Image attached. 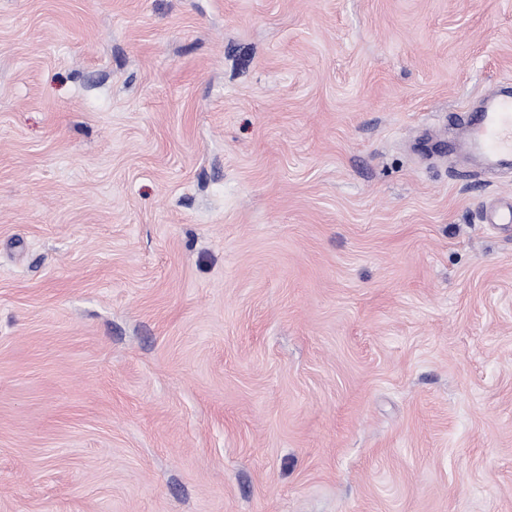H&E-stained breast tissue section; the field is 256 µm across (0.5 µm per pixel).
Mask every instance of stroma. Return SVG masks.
Here are the masks:
<instances>
[{"mask_svg":"<svg viewBox=\"0 0 512 512\" xmlns=\"http://www.w3.org/2000/svg\"><path fill=\"white\" fill-rule=\"evenodd\" d=\"M506 79L512 0H0V512H512ZM463 147L476 155L485 170L512 163V93L494 86L485 92L481 107L474 109L460 127Z\"/></svg>","mask_w":512,"mask_h":512,"instance_id":"35a3bbf8","label":"stroma"}]
</instances>
